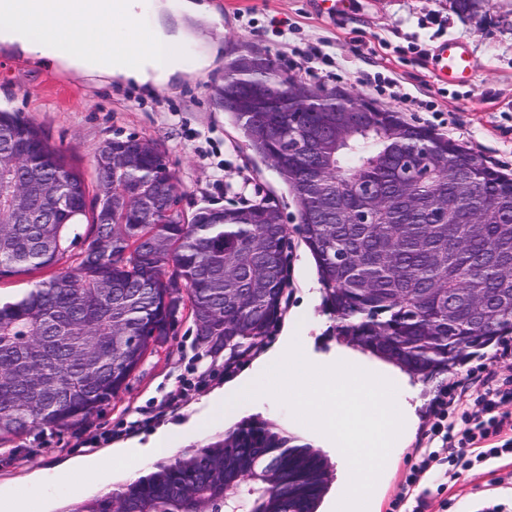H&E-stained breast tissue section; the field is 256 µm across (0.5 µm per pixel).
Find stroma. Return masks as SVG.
I'll use <instances>...</instances> for the list:
<instances>
[{"instance_id": "obj_1", "label": "stroma", "mask_w": 512, "mask_h": 512, "mask_svg": "<svg viewBox=\"0 0 512 512\" xmlns=\"http://www.w3.org/2000/svg\"><path fill=\"white\" fill-rule=\"evenodd\" d=\"M203 15L181 14L180 0H169L192 37L180 43L183 71L155 88L103 83L66 67L45 65L0 44V111L15 112L37 125L65 152L86 179H93L95 154L106 141L135 135L164 151L187 212L201 207H240L261 200L277 205L291 238L282 315L257 348L225 368L223 353L200 345L191 320L178 322L168 343L150 355L126 390L98 415L63 428H37L0 445V493L30 482L47 467L110 448L147 445L166 429L193 424L179 449L198 448L224 435L241 420L258 416L285 430L294 418L284 404L257 399L225 415L209 397L254 371L284 336L295 332L312 340L315 355L329 354L338 342L336 317L323 303L314 260L298 230L299 213L270 161L255 155L228 116L212 101L226 65L253 52L273 58L281 74L308 81V60L316 52L331 61L319 86L342 87L377 106L399 112L408 123L481 153L512 175V0H482L462 13L453 0H204ZM287 19V37L274 20ZM461 40L478 68L473 81L441 80L433 66L438 44ZM215 49L213 66L195 68L198 54ZM512 334L467 355L447 374L413 378L418 390L419 425L387 475L375 512H391L399 485L425 447L439 402L450 385L463 382L503 347ZM128 481L121 470L80 489L57 490L34 499L35 512L62 508L115 492ZM421 512H481L488 503L512 512V457L453 477L433 472L419 488Z\"/></svg>"}]
</instances>
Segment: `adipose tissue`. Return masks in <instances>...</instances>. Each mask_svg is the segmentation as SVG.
<instances>
[{
    "label": "adipose tissue",
    "instance_id": "adipose-tissue-1",
    "mask_svg": "<svg viewBox=\"0 0 512 512\" xmlns=\"http://www.w3.org/2000/svg\"><path fill=\"white\" fill-rule=\"evenodd\" d=\"M146 10L152 23L143 40H128L127 25ZM184 38L182 30L167 23L161 0H0V44L102 82L165 86L182 70L171 47ZM183 435L182 429H174L170 436L158 437L147 453L172 454L173 440ZM144 454L127 452L98 462L79 458L66 469H43L41 480L73 488L76 475L92 480L103 467L122 469L134 478Z\"/></svg>",
    "mask_w": 512,
    "mask_h": 512
}]
</instances>
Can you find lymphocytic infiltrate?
I'll return each mask as SVG.
<instances>
[{
	"label": "lymphocytic infiltrate",
	"instance_id": "f902f5d3",
	"mask_svg": "<svg viewBox=\"0 0 512 512\" xmlns=\"http://www.w3.org/2000/svg\"><path fill=\"white\" fill-rule=\"evenodd\" d=\"M437 449L424 448L406 476L398 503L418 499L423 477L441 464L456 465L462 457L481 462L512 455V373L489 371L470 375L436 416Z\"/></svg>",
	"mask_w": 512,
	"mask_h": 512
}]
</instances>
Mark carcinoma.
<instances>
[{"mask_svg":"<svg viewBox=\"0 0 512 512\" xmlns=\"http://www.w3.org/2000/svg\"><path fill=\"white\" fill-rule=\"evenodd\" d=\"M259 62L233 60L214 100L293 195L337 336L428 378L511 334L512 319L489 321L484 307L512 302V237L503 230L512 224V176L380 107L357 113L352 139L338 144L327 130L335 113L288 111L278 75H264L259 89L237 80ZM318 146L329 169L322 181L311 172ZM0 156V201L21 184L30 201L26 223L0 224V279L60 267L0 302V441L101 412L185 312L215 351L226 338L257 346L278 319L291 243L276 206L185 224L124 198L127 184L170 173L163 154H144L133 171L105 168L98 154L112 218L97 224L86 206L98 194L17 113L0 112ZM361 189L380 202L361 209ZM94 237L112 240V250L87 253ZM468 288L480 289L478 303L448 321V294ZM330 478L317 450L252 417L68 512H218L225 491L247 482L237 512H318Z\"/></svg>","mask_w":512,"mask_h":512,"instance_id":"cac0c4a2","label":"carcinoma"}]
</instances>
